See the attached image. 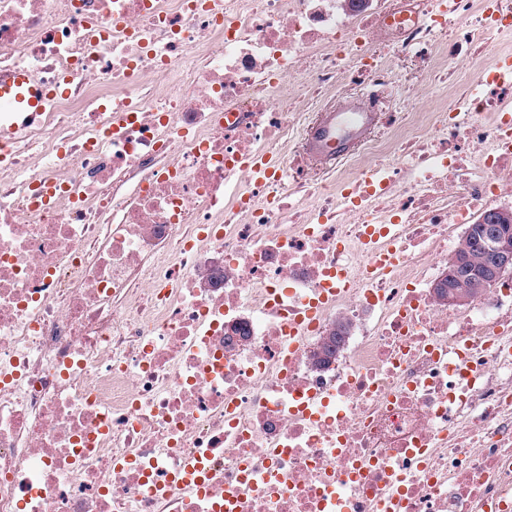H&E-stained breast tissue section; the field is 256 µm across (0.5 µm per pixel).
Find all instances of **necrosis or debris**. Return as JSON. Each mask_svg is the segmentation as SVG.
Returning <instances> with one entry per match:
<instances>
[{
  "label": "necrosis or debris",
  "instance_id": "obj_1",
  "mask_svg": "<svg viewBox=\"0 0 512 512\" xmlns=\"http://www.w3.org/2000/svg\"><path fill=\"white\" fill-rule=\"evenodd\" d=\"M422 4L0 0V70L68 84L0 133V512H512V289L432 294L452 227L512 206V71L434 133L392 114L351 180L288 158L337 86L373 110L437 33L512 39ZM336 329V322L331 324L323 342L310 355L311 363L317 367H323L329 363L332 357L336 356L337 347L343 337Z\"/></svg>",
  "mask_w": 512,
  "mask_h": 512
}]
</instances>
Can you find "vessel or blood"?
<instances>
[{"mask_svg": "<svg viewBox=\"0 0 512 512\" xmlns=\"http://www.w3.org/2000/svg\"><path fill=\"white\" fill-rule=\"evenodd\" d=\"M66 91L65 85L46 90L35 85L28 70L17 68L0 73V125L16 112H42L53 96ZM378 115L366 111L361 99L349 97L336 109L321 113L305 138L309 158L320 166L344 160L356 143L377 123Z\"/></svg>", "mask_w": 512, "mask_h": 512, "instance_id": "1", "label": "vessel or blood"}]
</instances>
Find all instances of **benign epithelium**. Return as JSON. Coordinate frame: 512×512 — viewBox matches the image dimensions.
Listing matches in <instances>:
<instances>
[{"label": "benign epithelium", "instance_id": "obj_1", "mask_svg": "<svg viewBox=\"0 0 512 512\" xmlns=\"http://www.w3.org/2000/svg\"><path fill=\"white\" fill-rule=\"evenodd\" d=\"M482 229L480 243L485 247L488 257L481 270L467 274L459 282L454 281V276L446 272L432 285L435 294L441 288L448 289L445 302L450 307L467 308L512 276V227L486 224Z\"/></svg>", "mask_w": 512, "mask_h": 512}]
</instances>
